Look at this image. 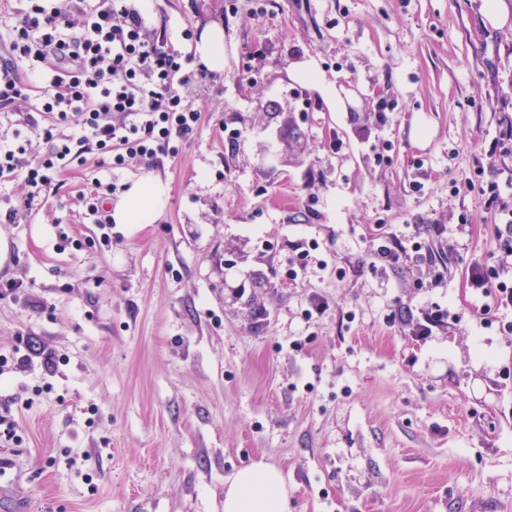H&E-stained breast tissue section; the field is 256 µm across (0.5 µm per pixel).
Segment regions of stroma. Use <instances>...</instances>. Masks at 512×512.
Masks as SVG:
<instances>
[{
    "label": "stroma",
    "mask_w": 512,
    "mask_h": 512,
    "mask_svg": "<svg viewBox=\"0 0 512 512\" xmlns=\"http://www.w3.org/2000/svg\"><path fill=\"white\" fill-rule=\"evenodd\" d=\"M482 4L151 0L185 70L222 27L224 70L182 89L201 121L177 153L86 152L0 223V355L29 356L0 374V512H224L254 462L290 512H512V307L482 287L480 172L495 148L512 204V0L502 26ZM141 176L162 213L101 231L84 198ZM412 224L447 227L441 287L369 249Z\"/></svg>",
    "instance_id": "1"
}]
</instances>
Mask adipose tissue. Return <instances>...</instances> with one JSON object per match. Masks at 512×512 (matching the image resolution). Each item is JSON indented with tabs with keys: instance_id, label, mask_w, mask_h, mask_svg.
Masks as SVG:
<instances>
[{
	"instance_id": "1",
	"label": "adipose tissue",
	"mask_w": 512,
	"mask_h": 512,
	"mask_svg": "<svg viewBox=\"0 0 512 512\" xmlns=\"http://www.w3.org/2000/svg\"><path fill=\"white\" fill-rule=\"evenodd\" d=\"M167 199L168 188L161 180L142 177L118 197L110 218L116 224H149ZM224 512H289L281 472L261 462L238 469L224 483Z\"/></svg>"
}]
</instances>
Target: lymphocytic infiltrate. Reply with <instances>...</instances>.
Listing matches in <instances>:
<instances>
[{
  "mask_svg": "<svg viewBox=\"0 0 512 512\" xmlns=\"http://www.w3.org/2000/svg\"><path fill=\"white\" fill-rule=\"evenodd\" d=\"M5 23V54L0 57V113L27 104L26 124L38 128V115L54 114L58 124L75 126V135L42 129L46 149L29 154L27 141L0 136V178H20L31 208L42 191L62 188V175L81 164L84 148L101 155L103 166L146 163L157 152L175 151L197 129L201 115L184 103L181 87L194 79L166 35L149 27L131 0H25ZM40 128V127H39ZM492 211L496 265L484 283L498 305H512V207L501 200L496 179L487 182ZM446 231L424 225L422 233L401 240L374 238L372 249L387 265L402 257L432 261L430 240Z\"/></svg>",
  "mask_w": 512,
  "mask_h": 512,
  "instance_id": "lymphocytic-infiltrate-1",
  "label": "lymphocytic infiltrate"
}]
</instances>
